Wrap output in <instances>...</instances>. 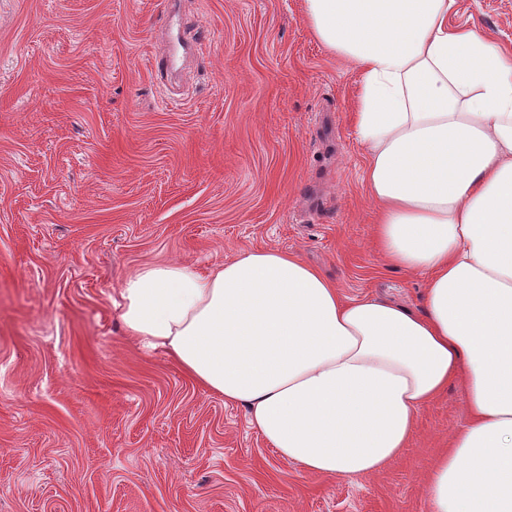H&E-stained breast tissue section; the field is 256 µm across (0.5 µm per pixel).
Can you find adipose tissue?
Listing matches in <instances>:
<instances>
[{"label": "adipose tissue", "mask_w": 512, "mask_h": 512, "mask_svg": "<svg viewBox=\"0 0 512 512\" xmlns=\"http://www.w3.org/2000/svg\"><path fill=\"white\" fill-rule=\"evenodd\" d=\"M455 0H304L357 75L353 124L375 245L425 277L422 311L350 299L296 254L247 250L202 273L137 270L122 319L306 472L374 476L458 383L467 422L429 512H512V48L451 26Z\"/></svg>", "instance_id": "adipose-tissue-1"}]
</instances>
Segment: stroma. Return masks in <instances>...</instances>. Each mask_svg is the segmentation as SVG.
<instances>
[{
    "label": "stroma",
    "instance_id": "obj_1",
    "mask_svg": "<svg viewBox=\"0 0 512 512\" xmlns=\"http://www.w3.org/2000/svg\"><path fill=\"white\" fill-rule=\"evenodd\" d=\"M450 21L512 46V0ZM175 24L198 52L165 84ZM355 106L303 0H0V512H428L457 384L381 474L319 476L121 319L135 270L257 249L421 310L374 246Z\"/></svg>",
    "mask_w": 512,
    "mask_h": 512
}]
</instances>
